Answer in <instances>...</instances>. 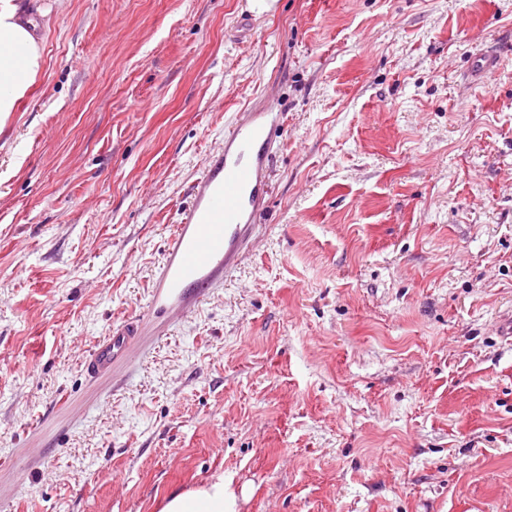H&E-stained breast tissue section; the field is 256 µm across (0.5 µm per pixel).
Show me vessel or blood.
<instances>
[{"label": "vessel or blood", "instance_id": "b4317fda", "mask_svg": "<svg viewBox=\"0 0 512 512\" xmlns=\"http://www.w3.org/2000/svg\"><path fill=\"white\" fill-rule=\"evenodd\" d=\"M498 50L478 51L468 72L471 83L498 69ZM282 115L260 108L239 113L215 160L191 187L192 202L167 240L164 258L150 283L143 318L113 327L95 341L88 369L105 371L129 356L144 319L175 323L190 315L210 288L227 279L251 244L254 216L269 194L270 158Z\"/></svg>", "mask_w": 512, "mask_h": 512}]
</instances>
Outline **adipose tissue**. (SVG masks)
Wrapping results in <instances>:
<instances>
[{"mask_svg":"<svg viewBox=\"0 0 512 512\" xmlns=\"http://www.w3.org/2000/svg\"><path fill=\"white\" fill-rule=\"evenodd\" d=\"M34 27L23 0H0V125L16 111L42 69V50ZM161 512H235L234 496L219 476L170 496Z\"/></svg>","mask_w":512,"mask_h":512,"instance_id":"adipose-tissue-1","label":"adipose tissue"}]
</instances>
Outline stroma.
Instances as JSON below:
<instances>
[{
  "label": "stroma",
  "mask_w": 512,
  "mask_h": 512,
  "mask_svg": "<svg viewBox=\"0 0 512 512\" xmlns=\"http://www.w3.org/2000/svg\"><path fill=\"white\" fill-rule=\"evenodd\" d=\"M0 127V512H512V0H29ZM506 56L484 83L472 51ZM283 113L267 227L137 315L236 112ZM122 475L121 483L105 473ZM23 0H0V127L35 83L43 65L36 27ZM161 512H236L234 496L224 487L223 475L197 488L170 496Z\"/></svg>",
  "instance_id": "obj_1"
}]
</instances>
